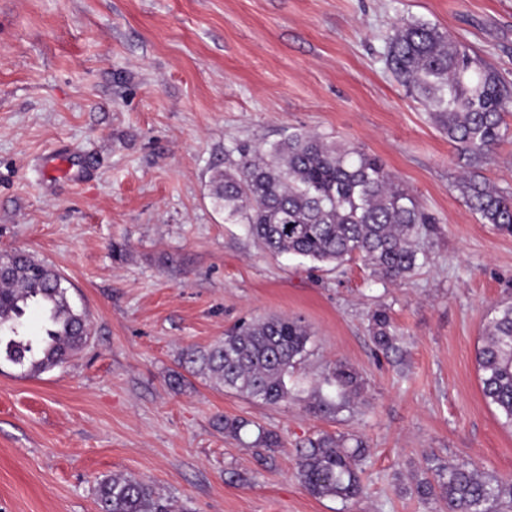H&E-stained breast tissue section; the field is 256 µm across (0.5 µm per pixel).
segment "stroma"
Instances as JSON below:
<instances>
[{"label": "stroma", "mask_w": 512, "mask_h": 512, "mask_svg": "<svg viewBox=\"0 0 512 512\" xmlns=\"http://www.w3.org/2000/svg\"><path fill=\"white\" fill-rule=\"evenodd\" d=\"M407 19L512 82V0H0V254L61 273L90 326L49 371L0 366V512H98L106 474L150 482L177 512H441L415 492L432 457L512 478V428L476 364L491 309L512 300V235L466 206L463 160L388 65ZM297 129L376 156L437 219L408 279L358 260L311 270L214 209L215 171ZM380 307L389 354L368 331ZM278 315L312 332L292 398L186 373L188 348ZM338 361L361 399L311 413ZM225 417L247 420L241 439ZM261 427L281 448L253 447ZM321 432L366 443L360 498L299 481L294 450ZM369 330L375 346L382 351L395 350L398 336L385 308L373 310L369 316Z\"/></svg>", "instance_id": "obj_1"}]
</instances>
